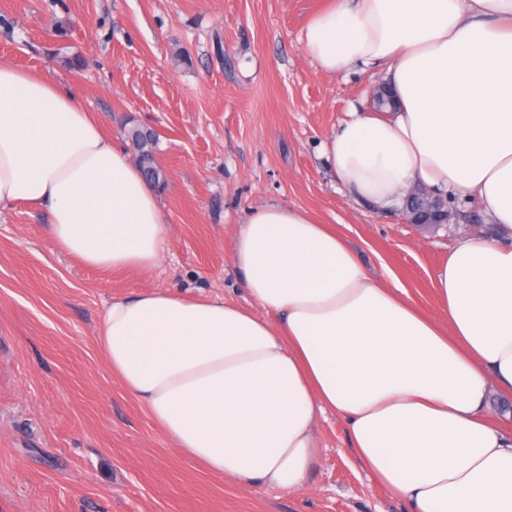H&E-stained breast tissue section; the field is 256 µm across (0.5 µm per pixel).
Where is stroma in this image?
<instances>
[{
	"label": "stroma",
	"instance_id": "1",
	"mask_svg": "<svg viewBox=\"0 0 512 512\" xmlns=\"http://www.w3.org/2000/svg\"><path fill=\"white\" fill-rule=\"evenodd\" d=\"M325 5L0 0V60L70 83L112 138L130 121L155 130L168 217L157 267L112 272L60 251L45 210L0 208V512H407L367 477L331 413L316 420L304 486L212 475L175 449L96 343L106 303L141 288L251 307L231 244L268 204L336 225L373 277L442 317L434 271L488 219L458 194L456 219L425 232L343 189L318 148L383 75L315 66L303 35Z\"/></svg>",
	"mask_w": 512,
	"mask_h": 512
}]
</instances>
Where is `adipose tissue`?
I'll return each instance as SVG.
<instances>
[{"label":"adipose tissue","mask_w":512,"mask_h":512,"mask_svg":"<svg viewBox=\"0 0 512 512\" xmlns=\"http://www.w3.org/2000/svg\"><path fill=\"white\" fill-rule=\"evenodd\" d=\"M303 42L322 72L378 68L399 106L351 109L320 154L358 202L416 186L474 198L486 240L434 274L444 318L376 280L306 212L253 211L232 244L248 310L145 288L112 298L96 338L113 376L176 449L243 486L293 489L317 413L347 425L368 478L408 512H512V0H328ZM97 270L154 268L167 214L74 87L0 61V206ZM489 400L492 414L499 419L502 428L511 434L512 396H504L494 391L490 394Z\"/></svg>","instance_id":"obj_1"}]
</instances>
